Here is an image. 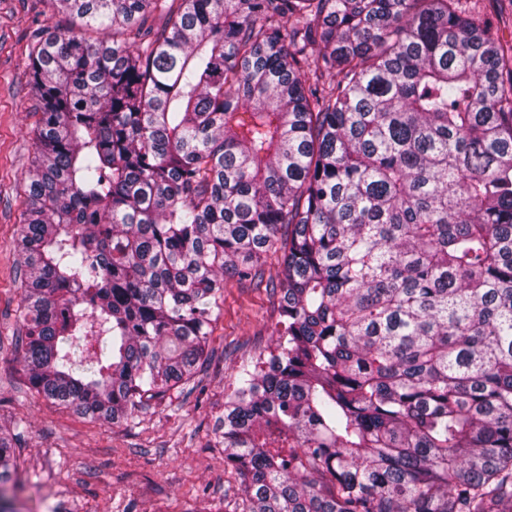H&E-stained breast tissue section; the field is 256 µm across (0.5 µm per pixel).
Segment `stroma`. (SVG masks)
Listing matches in <instances>:
<instances>
[{
    "instance_id": "obj_1",
    "label": "stroma",
    "mask_w": 512,
    "mask_h": 512,
    "mask_svg": "<svg viewBox=\"0 0 512 512\" xmlns=\"http://www.w3.org/2000/svg\"><path fill=\"white\" fill-rule=\"evenodd\" d=\"M49 0H0V427L19 429L23 488L7 512H239L240 480L214 445L238 365L272 344L278 298L235 278L214 310L203 393L146 400L132 426L95 421L33 391L15 346L22 178L34 152V30L67 26Z\"/></svg>"
}]
</instances>
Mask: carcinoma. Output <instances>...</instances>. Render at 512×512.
Returning <instances> with one entry per match:
<instances>
[{"instance_id":"carcinoma-1","label":"carcinoma","mask_w":512,"mask_h":512,"mask_svg":"<svg viewBox=\"0 0 512 512\" xmlns=\"http://www.w3.org/2000/svg\"><path fill=\"white\" fill-rule=\"evenodd\" d=\"M504 0H53L20 315L44 399L127 425L282 253L215 425L241 512H512ZM112 30L90 41L81 31ZM0 431V487L20 480Z\"/></svg>"}]
</instances>
